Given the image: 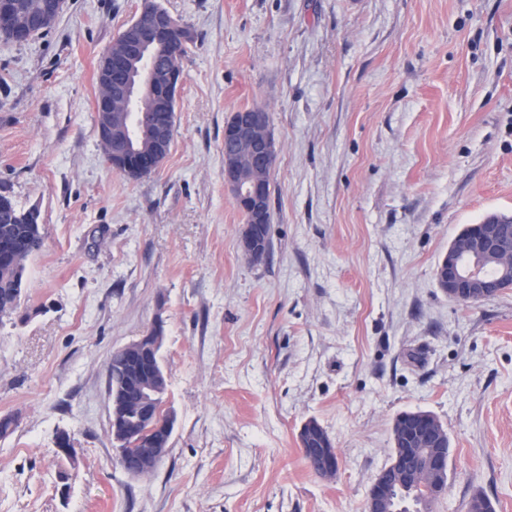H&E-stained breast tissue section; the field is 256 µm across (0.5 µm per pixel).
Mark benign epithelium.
I'll return each mask as SVG.
<instances>
[{
	"label": "benign epithelium",
	"mask_w": 512,
	"mask_h": 512,
	"mask_svg": "<svg viewBox=\"0 0 512 512\" xmlns=\"http://www.w3.org/2000/svg\"><path fill=\"white\" fill-rule=\"evenodd\" d=\"M65 7V0H45L42 9L24 25L9 23L0 26V35L14 43H26L36 34L54 25ZM189 28L161 5L140 12L120 33L119 48L108 47L104 53L105 69L98 78L104 93L98 98L96 122L101 141L112 146V154L124 161L127 175H144L153 171L167 154L174 136V114L161 105L158 98H167L176 80L177 72L167 62L139 69L141 58L158 56L165 45L189 44ZM146 96L153 101V111L128 114L115 108L125 107L136 96ZM153 144V151L141 156L139 144L144 140ZM249 149L253 167L269 169L273 166L276 149L271 132L270 113L263 109L239 110L224 125V183L236 205L251 216L252 228L245 230L242 246L249 258L266 255L261 238L266 224L268 198L266 185L246 183L236 165L238 149ZM503 252L512 255V233L505 222H481L470 226L469 248L448 247V253L438 268V284L448 297L458 301H482L500 293L499 285L488 283L479 268L466 270L463 260L478 256L485 258ZM153 428L148 425L136 435L135 444L143 457L157 468L168 453L166 448H152L146 434ZM304 452L317 468L328 477L337 472L339 459L334 446L306 448ZM413 469L409 458L397 457L376 474L365 502V512H384L389 496V479L394 473L408 475Z\"/></svg>",
	"instance_id": "1"
}]
</instances>
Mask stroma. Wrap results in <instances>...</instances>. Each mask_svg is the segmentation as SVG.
<instances>
[{
    "label": "stroma",
    "mask_w": 512,
    "mask_h": 512,
    "mask_svg": "<svg viewBox=\"0 0 512 512\" xmlns=\"http://www.w3.org/2000/svg\"><path fill=\"white\" fill-rule=\"evenodd\" d=\"M194 32L170 151L112 167L101 57L141 0H66L0 37V193L37 209L24 324L0 321V512H364L399 414L447 426L434 512H512V288L463 305L434 271L512 214V0H161ZM271 114L266 262L241 248L224 125ZM176 417L149 476L118 465L112 354L155 320ZM334 442L335 476L297 443ZM72 454L57 455V435Z\"/></svg>",
    "instance_id": "stroma-1"
}]
</instances>
